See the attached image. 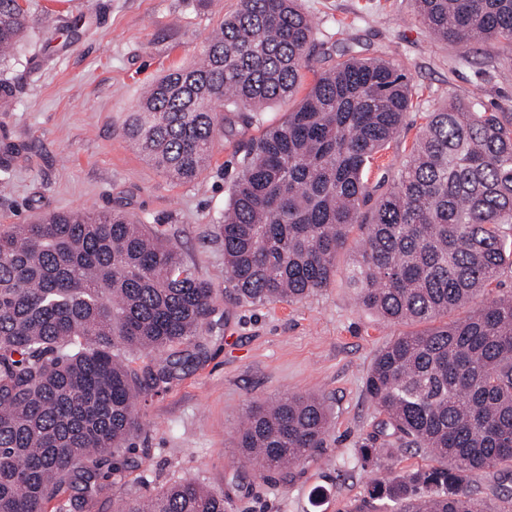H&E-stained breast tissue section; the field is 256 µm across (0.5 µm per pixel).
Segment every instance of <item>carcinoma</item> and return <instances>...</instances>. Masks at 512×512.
<instances>
[{
	"instance_id": "obj_1",
	"label": "carcinoma",
	"mask_w": 512,
	"mask_h": 512,
	"mask_svg": "<svg viewBox=\"0 0 512 512\" xmlns=\"http://www.w3.org/2000/svg\"><path fill=\"white\" fill-rule=\"evenodd\" d=\"M440 38L512 48V0H415ZM23 0H0V64L29 29ZM298 0H239L199 62L156 79L127 124L137 149L168 177L192 182L237 120L252 125L292 97L315 50ZM296 109L246 146L231 200L216 219L224 276L251 304L298 303L346 268L359 304L400 334L376 355L366 390L381 433L436 465L377 479L351 512H488L475 471L512 476V295L481 301L512 266V112L465 104L428 113L389 190L374 197L367 164L413 107L402 69L382 58L323 54ZM212 283L178 249L120 207L50 213L0 225V512H45L72 488L91 512L107 474L128 467L141 428L136 399L174 378L165 363L145 385L122 351L163 353L203 335ZM469 314L446 321L448 313ZM326 408L314 395L258 403L239 430L240 454L286 472L323 447ZM117 512H228L224 494L183 478Z\"/></svg>"
}]
</instances>
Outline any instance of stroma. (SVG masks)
I'll return each instance as SVG.
<instances>
[{
  "label": "stroma",
  "instance_id": "stroma-1",
  "mask_svg": "<svg viewBox=\"0 0 512 512\" xmlns=\"http://www.w3.org/2000/svg\"><path fill=\"white\" fill-rule=\"evenodd\" d=\"M238 0H29L31 26L0 82V224L49 211L123 205L177 247L216 290L210 330L199 345L170 348L175 376L138 406L143 431L134 466L109 481L93 512L150 497L167 483L201 476L229 496V512H350L376 478L420 468L431 457L378 434L381 416L366 391L377 352L409 331L360 307L344 274L358 253L352 232L328 288L297 303L237 301L224 277L216 216L230 202L241 147L294 110L298 97L270 104L261 123L235 124L207 170L182 183L161 173L125 135L142 88L191 65ZM316 23V49L401 66L415 91L399 136L377 153L369 185L395 175L427 113L481 87L483 102L512 112V49L497 42L448 44L418 16L413 0H300ZM312 394L331 426L323 448L293 474L243 468L235 446L251 404ZM372 444L370 461L359 450Z\"/></svg>",
  "mask_w": 512,
  "mask_h": 512
}]
</instances>
